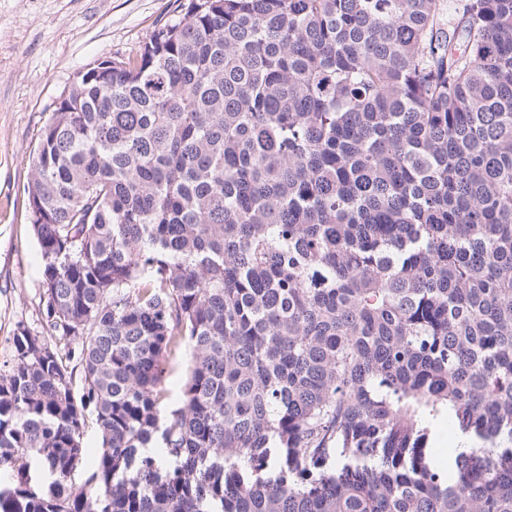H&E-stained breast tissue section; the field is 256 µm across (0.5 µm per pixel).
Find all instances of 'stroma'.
<instances>
[{"instance_id":"1","label":"stroma","mask_w":512,"mask_h":512,"mask_svg":"<svg viewBox=\"0 0 512 512\" xmlns=\"http://www.w3.org/2000/svg\"><path fill=\"white\" fill-rule=\"evenodd\" d=\"M178 0H0V363L17 323L44 326L41 252L28 209L32 155L79 72L136 58Z\"/></svg>"}]
</instances>
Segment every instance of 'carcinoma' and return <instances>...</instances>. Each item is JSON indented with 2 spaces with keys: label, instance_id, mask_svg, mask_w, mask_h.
Listing matches in <instances>:
<instances>
[{
  "label": "carcinoma",
  "instance_id": "cac0c4a2",
  "mask_svg": "<svg viewBox=\"0 0 512 512\" xmlns=\"http://www.w3.org/2000/svg\"><path fill=\"white\" fill-rule=\"evenodd\" d=\"M28 208L0 512H512V0H188L60 96ZM84 441H85V448L86 453L77 468L76 472L74 473V476L72 477V480L75 481L77 484H83L89 475L93 459L97 454V450L100 446L99 444V435L96 429L95 421L93 416H89L87 420V426L84 433Z\"/></svg>",
  "mask_w": 512,
  "mask_h": 512
}]
</instances>
